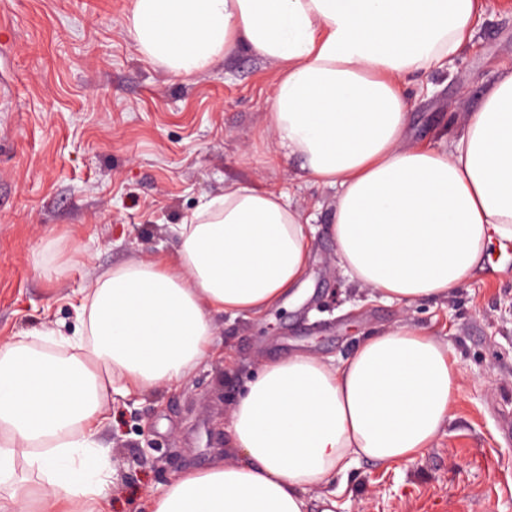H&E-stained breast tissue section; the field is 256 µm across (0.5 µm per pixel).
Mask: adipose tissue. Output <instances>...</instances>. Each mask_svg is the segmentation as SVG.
I'll return each mask as SVG.
<instances>
[{
	"mask_svg": "<svg viewBox=\"0 0 512 512\" xmlns=\"http://www.w3.org/2000/svg\"><path fill=\"white\" fill-rule=\"evenodd\" d=\"M479 0H133L140 54L175 75L245 49L276 68L266 162L336 192L328 232L349 280L408 307L437 302L512 244V66L450 140L411 143L402 87L470 44ZM312 215L292 194L225 188L172 225V257L116 266L88 288L82 327L50 348L0 344V512H103L112 478L94 438L110 391L187 377L214 314L259 316L295 297ZM461 372L413 323L333 362L265 363L236 400V459L178 474L153 512H336L354 462L413 461L444 429ZM44 475L31 496L17 458Z\"/></svg>",
	"mask_w": 512,
	"mask_h": 512,
	"instance_id": "adipose-tissue-1",
	"label": "adipose tissue"
}]
</instances>
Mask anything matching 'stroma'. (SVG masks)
Here are the masks:
<instances>
[{
  "instance_id": "1",
  "label": "stroma",
  "mask_w": 512,
  "mask_h": 512,
  "mask_svg": "<svg viewBox=\"0 0 512 512\" xmlns=\"http://www.w3.org/2000/svg\"><path fill=\"white\" fill-rule=\"evenodd\" d=\"M472 42L446 72L405 85L411 140L438 141L512 62V0H481ZM132 0H0V343L78 329L86 290L112 267L173 252L169 227L236 184L290 190L316 233L301 298L261 317L214 316V352L191 375L113 393L97 438L112 482L106 512H150L178 473L224 451L232 406L269 360L347 357L364 336L411 322L448 347L461 390L442 435L414 461L354 463L341 512H512V259L448 299L382 302L349 281L327 232L336 193L262 159L275 68L247 51L209 72L146 61ZM42 256L45 269L34 266Z\"/></svg>"
}]
</instances>
